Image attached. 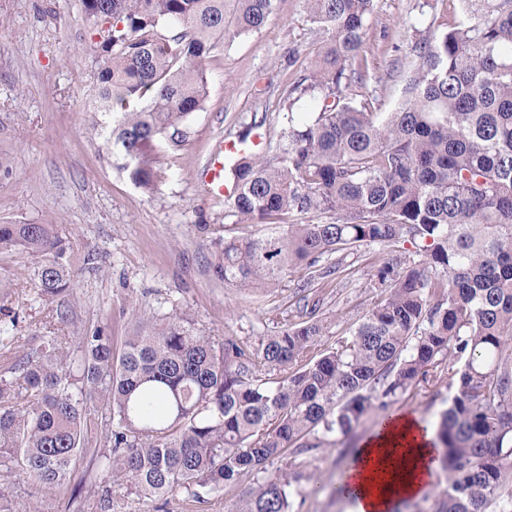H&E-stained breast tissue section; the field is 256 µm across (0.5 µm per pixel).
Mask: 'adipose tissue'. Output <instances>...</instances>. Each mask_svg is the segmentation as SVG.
<instances>
[{
    "label": "adipose tissue",
    "mask_w": 512,
    "mask_h": 512,
    "mask_svg": "<svg viewBox=\"0 0 512 512\" xmlns=\"http://www.w3.org/2000/svg\"><path fill=\"white\" fill-rule=\"evenodd\" d=\"M433 442L431 429L405 413L369 438L346 472L358 491L354 512H390L400 500L420 496L436 469Z\"/></svg>",
    "instance_id": "adipose-tissue-1"
}]
</instances>
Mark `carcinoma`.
Instances as JSON below:
<instances>
[{"instance_id":"1","label":"carcinoma","mask_w":512,"mask_h":512,"mask_svg":"<svg viewBox=\"0 0 512 512\" xmlns=\"http://www.w3.org/2000/svg\"><path fill=\"white\" fill-rule=\"evenodd\" d=\"M276 0H82L98 42L100 129L137 188L152 193L161 154L183 149L207 96L206 62L224 42L264 29ZM373 0H307L324 35L308 73L286 86L282 154H235L224 205L264 235L218 238L211 267L226 288L266 292L305 271L304 287L340 271L332 254L409 243L421 260L376 271L379 298L358 326L328 332L313 303L257 348L222 343L185 316L138 322L116 352L102 323L62 335L0 377V470L43 495L81 454L161 510L183 491L219 495L276 461L235 512H293V455L334 445L419 381L455 385L436 447L445 487L430 510L512 512V0H459L412 51L392 112L347 97L367 62ZM309 119L294 116L304 98ZM315 213L323 220L305 224ZM30 258L47 300L74 296L71 241L54 224H0V249Z\"/></svg>"}]
</instances>
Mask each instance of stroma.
I'll return each instance as SVG.
<instances>
[{"label": "stroma", "mask_w": 512, "mask_h": 512, "mask_svg": "<svg viewBox=\"0 0 512 512\" xmlns=\"http://www.w3.org/2000/svg\"><path fill=\"white\" fill-rule=\"evenodd\" d=\"M458 9V0H374L368 66L362 82L351 87L355 101L369 102L376 112L392 111L406 95L418 30L435 19L454 21ZM321 42L306 0H277L262 31L218 47L207 62L208 95L192 118L190 141L162 157L163 178L148 194L116 167L97 130L101 115L90 107L94 37L81 0H0V224H54L76 244V295L58 303L33 288L27 255L0 251V331L12 337L0 356L39 346L46 322L60 307L69 315L68 335L107 321L119 341L137 315L184 313L216 341L231 338L252 347L280 332L284 321H300L301 275L264 295L224 287L214 277L213 239L235 226L244 234L263 233L264 227L240 221L223 200L202 194L198 173L217 142L232 145L246 130L265 155L281 152L288 125L282 89L310 69ZM258 118L263 124L257 128ZM201 224L208 232H198ZM87 245L102 257L98 270L83 264ZM416 259L407 243L371 244L344 256V273L318 287L329 324L323 345L355 328L371 307L380 263ZM454 392L446 380L423 382L392 410L414 413L432 427ZM377 428L375 419L364 418L336 445L300 454L294 512H353L352 502L336 498L333 488ZM314 476L324 485L316 495L309 492ZM265 477L262 471L244 477L201 503L175 493L165 512H233ZM107 484L114 500L125 499V486L110 481L90 456L65 488L40 501L30 497L27 481L0 471V488L11 492L10 512H96L98 492Z\"/></svg>", "instance_id": "1"}]
</instances>
